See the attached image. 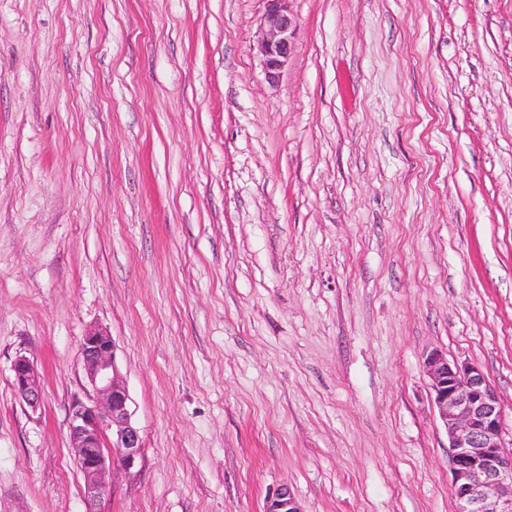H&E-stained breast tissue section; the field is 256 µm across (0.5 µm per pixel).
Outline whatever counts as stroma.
Masks as SVG:
<instances>
[{
	"mask_svg": "<svg viewBox=\"0 0 512 512\" xmlns=\"http://www.w3.org/2000/svg\"><path fill=\"white\" fill-rule=\"evenodd\" d=\"M291 8L272 84L264 0H0V512H85L93 327L143 443L102 512H456L433 350L512 437V0ZM291 1L265 0L266 9L261 19L263 32L256 49L270 81L279 77L293 50L297 25L289 5ZM11 385L16 396L31 409L42 403L39 375L34 363L25 355H18L11 364ZM264 512H303L288 487H281L266 500Z\"/></svg>",
	"mask_w": 512,
	"mask_h": 512,
	"instance_id": "stroma-1",
	"label": "stroma"
}]
</instances>
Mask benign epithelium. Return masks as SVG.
<instances>
[{"label": "benign epithelium", "mask_w": 512, "mask_h": 512, "mask_svg": "<svg viewBox=\"0 0 512 512\" xmlns=\"http://www.w3.org/2000/svg\"><path fill=\"white\" fill-rule=\"evenodd\" d=\"M262 37L257 52L267 79L276 80L294 46L296 20L291 0H265ZM88 385L87 400H72L70 442L85 482L86 512H98L108 494L105 474L114 464L129 472L142 452V438L131 421L128 393L115 361V343L102 328L88 330L80 341ZM432 402L448 435L451 492L457 512H512V441L504 439L499 395L482 368L449 362L432 351L424 358ZM16 396L35 410L42 403L34 363L18 355L11 364ZM264 512H302L288 487L266 500Z\"/></svg>", "instance_id": "7a95c632"}]
</instances>
